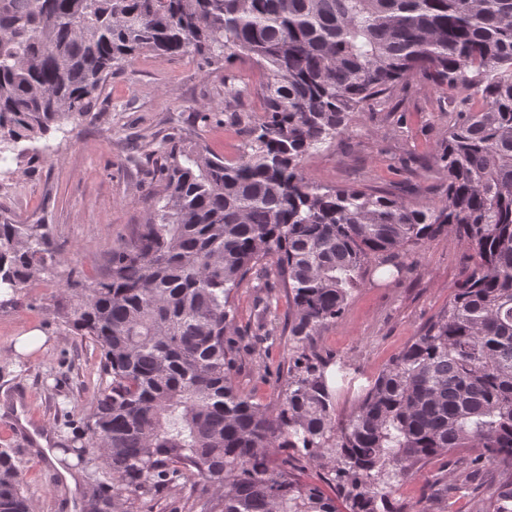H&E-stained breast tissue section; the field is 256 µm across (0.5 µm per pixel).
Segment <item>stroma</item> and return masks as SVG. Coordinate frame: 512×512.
<instances>
[{
  "label": "stroma",
  "mask_w": 512,
  "mask_h": 512,
  "mask_svg": "<svg viewBox=\"0 0 512 512\" xmlns=\"http://www.w3.org/2000/svg\"><path fill=\"white\" fill-rule=\"evenodd\" d=\"M264 81L261 70L241 57L210 66L195 55L144 52L114 71L88 115L24 142L20 160L0 165V220L43 225L60 257L51 276L0 305V417L14 409L7 388L25 386L30 417L51 437L46 449L0 429V448L11 454L33 512H82L88 489L106 477L101 449L89 445L80 453L72 441L102 372L99 350L61 318L62 285L74 274L88 281L101 277L112 249L144 223L156 188L149 151L176 141L229 162L239 159L248 139L243 117L260 114ZM228 83L247 87V94L225 102ZM454 119L447 100L414 78L397 86L386 106L361 113L304 167L321 185L437 199L447 176L434 165L433 153ZM404 262L402 277L375 272L353 289L343 315L314 336V351L348 361L359 380L377 375L447 305L470 258L455 237L440 235L408 251ZM287 321L288 291L273 273H257L239 289L231 339L240 359L233 380L255 402H275L282 388L278 372L287 367L292 346ZM34 327L46 336L43 349L16 353L17 338ZM52 449L70 457L76 487L54 467ZM466 457L462 451L435 458L422 475L396 486L395 512H478L497 472L486 464L478 478L449 489V473Z\"/></svg>",
  "instance_id": "35a3bbf8"
}]
</instances>
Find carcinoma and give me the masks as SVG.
<instances>
[{"label": "carcinoma", "instance_id": "1", "mask_svg": "<svg viewBox=\"0 0 512 512\" xmlns=\"http://www.w3.org/2000/svg\"><path fill=\"white\" fill-rule=\"evenodd\" d=\"M144 52L244 56L266 77L234 162L174 144L145 222L101 278L66 282L71 332L101 354L86 419L112 483L86 512L152 510L170 489L200 512H391L400 482L474 451L500 472L483 512H512V0H0V154L90 111L112 68ZM420 75L456 121L435 150L448 173L421 204L313 182L303 161ZM41 224L0 223V291L52 272ZM440 234L471 252L448 305L393 356L345 417L344 361L310 350L370 268ZM288 288L296 355L273 404L239 393L228 334L257 266ZM291 448L294 454L281 456ZM319 468L301 481L295 456ZM0 450V512H31Z\"/></svg>", "mask_w": 512, "mask_h": 512}]
</instances>
